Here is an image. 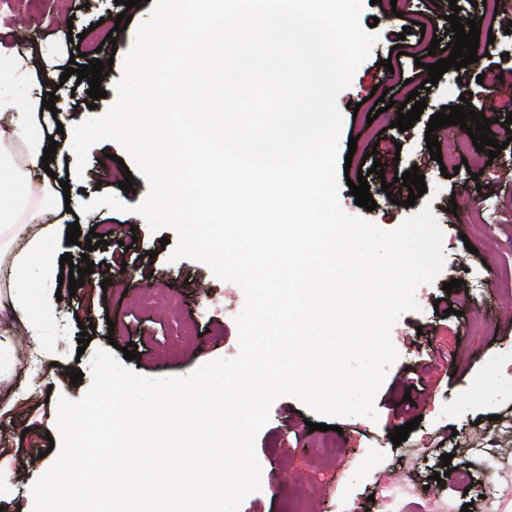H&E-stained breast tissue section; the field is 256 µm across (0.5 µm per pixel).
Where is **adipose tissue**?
Segmentation results:
<instances>
[{
    "mask_svg": "<svg viewBox=\"0 0 512 512\" xmlns=\"http://www.w3.org/2000/svg\"><path fill=\"white\" fill-rule=\"evenodd\" d=\"M167 19L149 37L156 76L170 85L158 91L155 78L142 81V105L136 112H108L93 127L68 120V137L58 152H70L91 137L110 138L122 132L138 139L149 177L156 185L153 206L157 215L191 225L188 237L209 262L223 264L225 225L237 216L233 205L247 188L238 173L245 156L278 154L290 141L310 139L321 129L314 151L294 152L290 164L299 174L296 184L270 171L268 184L276 192H294L305 213L300 220L301 245L282 247L279 266L293 272L320 275L326 287L310 301L299 292L288 294V311L303 322L311 341H318L335 318L354 325L382 309L403 292L404 276L363 279L361 256L339 265L330 244L334 225L321 218L323 195L316 177L322 171L331 130L328 106L334 100L339 66L325 40L314 37L319 23L334 38L344 31L358 32L354 19L337 26L343 0H168ZM262 15L287 50L254 59L241 51L239 20L243 13ZM30 52L0 43V380L9 373L6 338L13 324L24 325L33 336L45 335L53 315L51 295L59 269L50 247L58 236L49 224L29 232L18 217L32 198L33 173L41 171L48 147L47 128L34 116L40 99L21 103L17 91L32 85L35 76ZM249 67L254 75L288 85L303 81L318 105L314 112L283 113L274 135L241 142L239 151L224 146V61Z\"/></svg>",
    "mask_w": 512,
    "mask_h": 512,
    "instance_id": "ef3b65f1",
    "label": "adipose tissue"
}]
</instances>
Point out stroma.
I'll return each instance as SVG.
<instances>
[{"instance_id": "stroma-1", "label": "stroma", "mask_w": 512, "mask_h": 512, "mask_svg": "<svg viewBox=\"0 0 512 512\" xmlns=\"http://www.w3.org/2000/svg\"><path fill=\"white\" fill-rule=\"evenodd\" d=\"M438 14L447 16L460 6L467 18L479 19L482 31L495 41L489 54L469 64L466 72L448 70L426 93L427 102L412 128L399 131L380 114L375 85L385 86L389 97L405 100L410 86L426 78L428 54L403 56L401 65L387 70L385 63L399 41L414 43L416 34L405 25L418 20V6L399 0L398 9L364 0L362 26L371 27L378 40L355 71L349 86L338 96L342 113L340 154H351L352 166L338 175V203L348 215L371 221L380 229H397L410 210L392 204L379 188L372 162L376 152L384 168L405 173L418 166L427 191L420 199L430 206L442 232L445 262L434 283L417 288V310L403 314L391 331L399 354L377 396V419L364 416L325 417L312 413L293 396L278 398L267 423L259 431L255 449L261 467L260 489L247 496L239 512H283L297 489L307 491L304 512H401L402 502H382L374 494L381 474L399 478L415 494L431 500L452 499L455 508L480 495L478 488L458 483L432 482L443 472L441 456L452 453L454 465L477 464L479 448L512 451V305L486 282L493 272L512 268V144L498 158L479 153L477 162L458 175L444 177L426 147L425 131L435 111L456 104L459 88L474 93L473 110L498 116L492 124L501 134L500 121L512 114V76L493 84H479V74L497 70L499 63L512 68V33L485 21L482 6L473 0H436ZM114 0H0V40L32 48L37 69L68 66L75 43L69 34L92 31L103 53L114 56L112 69L101 81L102 89L130 88L133 66L142 59L140 33L159 24L162 0H142L128 9L126 30L115 31L118 14L126 11ZM114 41H107V34ZM88 82L68 79L56 95L67 117L84 125L95 124L110 98L88 108ZM356 151H349V141ZM126 151L103 140L89 151L82 176H74V161L55 156L50 166L58 179L68 180L70 196L79 203L82 232L102 234L105 245L88 256L71 253L74 265L93 262L94 273L85 276L75 296L57 304L56 318L43 343H34L22 326L10 338L13 374L0 384V512H24L32 500L31 486L57 454L50 439L58 438L57 402L82 399L92 385L90 362L97 351L118 344L114 352L125 368L150 379L185 376L203 360L232 359L239 353L236 318L245 304L243 290L217 278L208 265L191 259H172L178 243L175 230L152 231L136 207L146 197L149 184L139 172H125L120 161ZM367 171V182L377 207L369 211L356 205L346 178ZM130 180L132 192L119 188ZM477 192L480 207L470 208L466 195ZM456 212H449V205ZM112 270V282L103 285L102 267ZM462 285L443 292L444 282ZM454 302V313L436 312L442 295ZM95 309V328L86 350H79L80 329L75 314ZM194 321L195 341L186 343L177 358L163 353L178 333L179 323ZM137 344L140 360L125 359L122 349ZM82 373L71 382V370ZM419 419L402 445H394V428ZM329 424V431L309 430V423ZM336 444L335 455L323 452V441Z\"/></svg>"}]
</instances>
